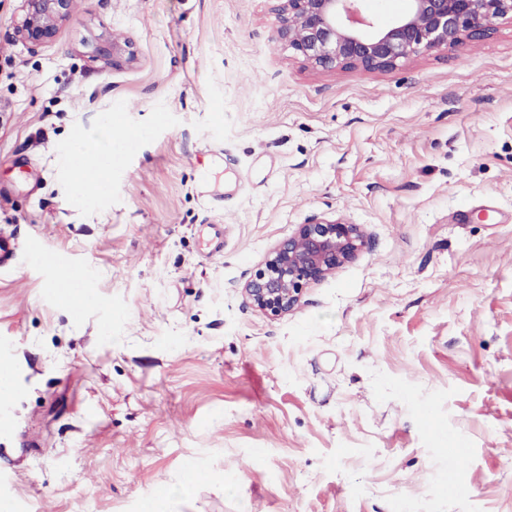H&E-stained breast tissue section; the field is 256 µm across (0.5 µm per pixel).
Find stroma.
Here are the masks:
<instances>
[{
  "label": "stroma",
  "mask_w": 512,
  "mask_h": 512,
  "mask_svg": "<svg viewBox=\"0 0 512 512\" xmlns=\"http://www.w3.org/2000/svg\"><path fill=\"white\" fill-rule=\"evenodd\" d=\"M19 6L0 0L10 512H154L163 487L166 512H512V21L319 73L273 0H76L37 47ZM116 37L119 69L97 54ZM105 130L92 194L66 159ZM322 219L365 246L258 311L245 281ZM45 254L84 272L90 317Z\"/></svg>",
  "instance_id": "stroma-1"
}]
</instances>
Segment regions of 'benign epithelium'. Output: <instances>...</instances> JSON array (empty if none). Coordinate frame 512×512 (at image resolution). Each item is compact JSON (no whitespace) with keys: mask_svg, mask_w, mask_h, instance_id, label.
<instances>
[{"mask_svg":"<svg viewBox=\"0 0 512 512\" xmlns=\"http://www.w3.org/2000/svg\"><path fill=\"white\" fill-rule=\"evenodd\" d=\"M18 36L36 47L52 40L73 17V0H21ZM276 37L314 70L393 69L413 56L446 50L490 35L512 15V0H408L387 22L361 13L359 0H275ZM117 68L134 59L112 39L102 52ZM365 239L356 224L322 220L302 224L269 253L243 291L259 311L281 317L299 304L303 289L355 258Z\"/></svg>","mask_w":512,"mask_h":512,"instance_id":"7a95c632","label":"benign epithelium"}]
</instances>
